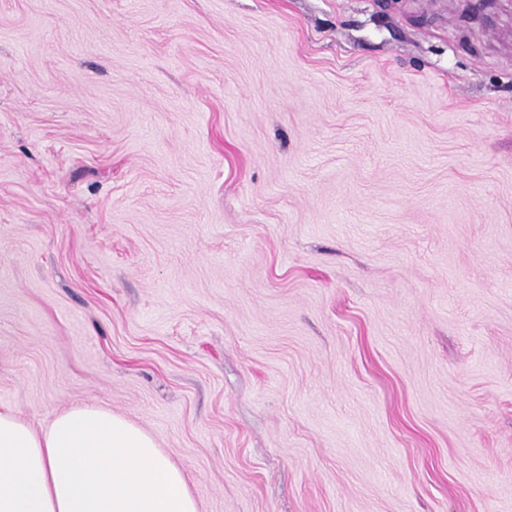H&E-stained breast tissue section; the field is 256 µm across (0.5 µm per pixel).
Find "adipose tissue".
I'll return each mask as SVG.
<instances>
[{
  "label": "adipose tissue",
  "instance_id": "1",
  "mask_svg": "<svg viewBox=\"0 0 512 512\" xmlns=\"http://www.w3.org/2000/svg\"><path fill=\"white\" fill-rule=\"evenodd\" d=\"M0 512H198L182 472L99 405L34 425L0 407Z\"/></svg>",
  "mask_w": 512,
  "mask_h": 512
}]
</instances>
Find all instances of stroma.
<instances>
[{"label":"stroma","instance_id":"stroma-1","mask_svg":"<svg viewBox=\"0 0 512 512\" xmlns=\"http://www.w3.org/2000/svg\"><path fill=\"white\" fill-rule=\"evenodd\" d=\"M80 404L199 512H512V0H0V407Z\"/></svg>","mask_w":512,"mask_h":512}]
</instances>
